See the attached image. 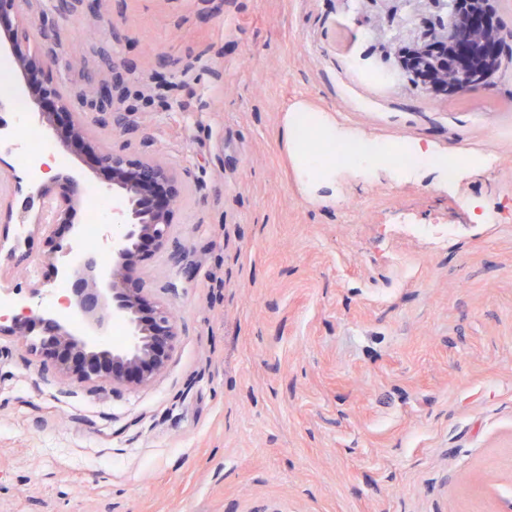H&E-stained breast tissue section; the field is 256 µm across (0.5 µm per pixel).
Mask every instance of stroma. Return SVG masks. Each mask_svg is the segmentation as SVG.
<instances>
[{"label": "stroma", "instance_id": "35a3bbf8", "mask_svg": "<svg viewBox=\"0 0 512 512\" xmlns=\"http://www.w3.org/2000/svg\"><path fill=\"white\" fill-rule=\"evenodd\" d=\"M100 10L112 28L58 0L30 17L96 137L178 175L140 272L179 336L151 385L115 389L0 335V512H512V67L485 93H413L366 0ZM115 56L119 102L93 108ZM301 105L500 164L308 186L283 133Z\"/></svg>", "mask_w": 512, "mask_h": 512}]
</instances>
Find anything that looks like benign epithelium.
Wrapping results in <instances>:
<instances>
[{"mask_svg":"<svg viewBox=\"0 0 512 512\" xmlns=\"http://www.w3.org/2000/svg\"><path fill=\"white\" fill-rule=\"evenodd\" d=\"M402 15L392 10L372 24L371 34L383 39V47L405 72L414 90L472 95L490 89L507 56L503 43L512 35L493 22L489 0H466L468 17L458 18L460 0H402ZM32 0H0V18L10 27L0 36V54L13 58L18 68L17 90L24 93L31 73L51 68L61 52L58 34L25 22ZM43 97L54 110L30 114L28 123L53 130L57 116L68 120L72 137L86 142L90 129L81 113L72 108L76 91L64 92L46 84ZM95 167L110 178L115 203L112 222L117 224L112 240V261L106 262L93 249L80 248L82 225L72 223L77 205L86 197L79 171L46 180L47 167L35 162L31 188L42 208L29 215L26 206L21 223H30L41 235L52 259L58 252H76L73 267H61L60 279L71 285L63 299L72 319L65 320L26 306L20 313L0 316V334L15 337L41 356L52 349H68L76 362L59 364L60 373L81 384L109 381L112 388H138L151 384L166 368L178 340V327L170 309L150 299L138 271L142 244L163 248L173 233L181 190L177 173L153 157L131 158L105 146L94 150ZM67 225L69 240H61L59 228ZM31 254L18 243L0 263V282L11 279ZM128 325L125 344L102 347L101 336L110 321Z\"/></svg>","mask_w":512,"mask_h":512,"instance_id":"obj_1","label":"benign epithelium"}]
</instances>
